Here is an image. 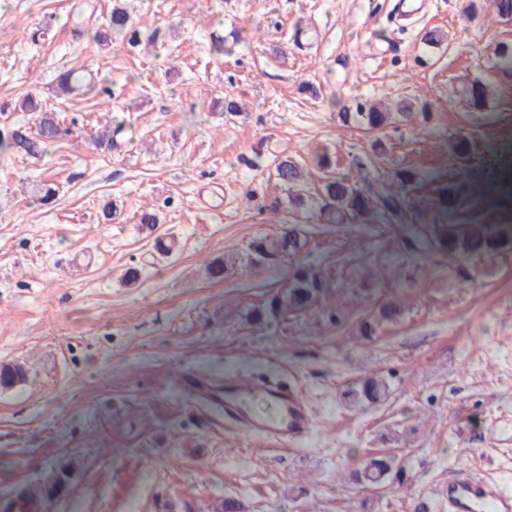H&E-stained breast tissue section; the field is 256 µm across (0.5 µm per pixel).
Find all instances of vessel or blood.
<instances>
[{"mask_svg": "<svg viewBox=\"0 0 512 512\" xmlns=\"http://www.w3.org/2000/svg\"><path fill=\"white\" fill-rule=\"evenodd\" d=\"M179 381L189 395L223 414L226 423L244 434L265 437L275 446L304 442L315 429L308 404L286 386L238 375L210 379L191 368L181 371ZM437 494L448 512H512V493L466 467L457 468Z\"/></svg>", "mask_w": 512, "mask_h": 512, "instance_id": "b4317fda", "label": "vessel or blood"}]
</instances>
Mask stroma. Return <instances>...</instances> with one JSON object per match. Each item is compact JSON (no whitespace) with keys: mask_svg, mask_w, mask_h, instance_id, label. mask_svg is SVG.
<instances>
[{"mask_svg":"<svg viewBox=\"0 0 512 512\" xmlns=\"http://www.w3.org/2000/svg\"><path fill=\"white\" fill-rule=\"evenodd\" d=\"M124 3L150 47L79 36L78 15L112 0H0V128L29 93L74 122L40 158L0 153V367L24 372L0 383V501L57 481L40 512H447L436 489L460 465L512 492V20L464 21L466 0L404 20L397 0ZM69 69L98 92L55 98ZM465 77L490 85L483 104ZM421 95L431 120L392 133L378 164L381 186L413 173L402 223L289 204L275 159L316 193L317 153L344 174L372 152L340 112ZM228 97L242 112L223 115ZM116 116L125 146L92 145ZM149 207L159 224L140 223ZM288 231L296 255L208 276ZM305 262L316 303L266 318ZM184 368L273 372L312 407V438L279 451L232 432L179 391ZM376 459L385 477L359 480Z\"/></svg>","mask_w":512,"mask_h":512,"instance_id":"stroma-1","label":"stroma"}]
</instances>
